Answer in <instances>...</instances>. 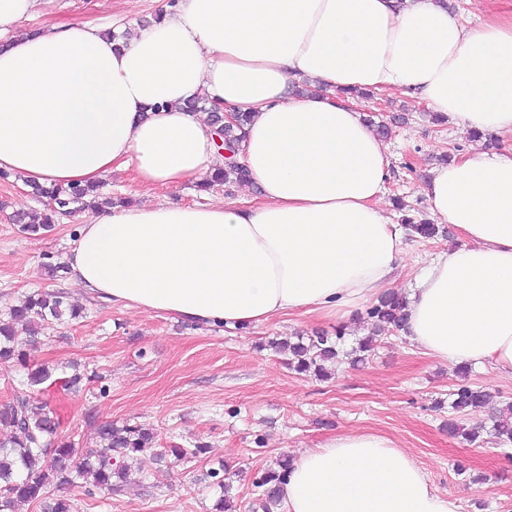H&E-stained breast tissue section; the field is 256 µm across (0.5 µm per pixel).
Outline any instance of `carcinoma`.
<instances>
[{"label": "carcinoma", "mask_w": 512, "mask_h": 512, "mask_svg": "<svg viewBox=\"0 0 512 512\" xmlns=\"http://www.w3.org/2000/svg\"><path fill=\"white\" fill-rule=\"evenodd\" d=\"M210 117L214 126H224V146L238 151L246 137L250 116L239 113L234 123L226 125L221 108L214 106L210 108ZM245 177V167L228 161L215 173L208 186L240 183ZM32 195L46 200L43 211L18 212L12 216L20 232L31 237L51 232L67 214L99 209L97 185H34ZM402 221L421 238L430 239L438 233L433 224L417 222L409 216ZM405 306L406 298L401 295L388 293L382 296L367 310L373 325L371 335L360 339L349 351L343 349L345 332L341 329L336 330L333 337L317 332L311 336H298L294 341L275 340L270 346L278 352L289 351L292 355L289 366L297 373L311 374L323 380L330 377L331 369L343 361L358 363L371 356L378 336L386 329L403 330ZM79 315L80 311L63 292L36 290L28 294L0 316V362L16 361L27 365L26 353L18 348L19 331L34 335L44 326L60 325ZM27 376L30 385H41L51 378L52 369L40 364L29 368ZM448 396L454 411L469 415L480 411L489 402V394L469 382L464 368L461 369V379L453 385ZM489 420L498 442L512 443V404L507 405V416L492 415ZM0 423L14 431L11 439L0 441V512H15L22 503H35L40 512H71L68 498L49 494L52 487L59 490L71 486L106 489L117 495L128 486L143 482L146 474L139 468L132 469L131 463L154 450L155 435L151 429L140 425L117 427L110 422L97 426L99 447L77 448L73 442L57 436L58 422L54 411L50 408L39 410L25 396H18L0 407ZM485 428L486 425L481 423L467 429L457 420L448 419V435L469 443L477 441ZM289 465V457L282 456L253 478L255 506L262 512H274L279 508V486ZM209 477L221 492L215 512H236V506L230 501V483L216 471L210 472Z\"/></svg>", "instance_id": "carcinoma-1"}]
</instances>
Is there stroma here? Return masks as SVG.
<instances>
[{
	"mask_svg": "<svg viewBox=\"0 0 512 512\" xmlns=\"http://www.w3.org/2000/svg\"><path fill=\"white\" fill-rule=\"evenodd\" d=\"M462 24L475 27L493 19H512V0H452ZM160 10L158 0H36L19 30L26 33L57 22L108 24L111 18L143 22ZM363 113L384 122L391 154V178L384 208L392 222L401 215L396 200L412 214L430 219L421 186L441 155L453 148L501 149L505 140L476 142L462 127L434 124L430 109L402 95L375 94L360 101ZM103 195L132 204L172 200L200 203L207 197L240 202L239 187L196 186L168 189L143 185L117 171L103 182ZM42 204L17 179L0 180V311L7 303L45 288L67 293L81 308L79 319L42 330L24 348L32 363L57 368L56 380L30 386L27 372L0 363V405L18 396L46 403L59 418L60 437L91 448L96 427L141 424L153 429L158 447L204 446L190 462L144 460L145 485L125 493H93L67 488L72 512H210L219 491L207 474H229L237 512H253L252 479L283 454L313 448L342 431H374L398 441L427 471L434 486L460 501V512H512V446L490 435L468 444L448 434V392L456 367L421 355L396 330L380 336L374 353L357 365H338L319 380L288 367V356L267 345L270 339L334 331L313 315L277 317L246 329L200 327L168 315L148 314L89 299L69 277L49 278L46 262H65L88 212L60 219L40 239L20 233L10 217ZM407 267L395 285L411 294L421 258L457 248L464 240L449 224L431 240L408 237ZM91 375L79 390H65L61 379L73 371Z\"/></svg>",
	"mask_w": 512,
	"mask_h": 512,
	"instance_id": "1",
	"label": "stroma"
}]
</instances>
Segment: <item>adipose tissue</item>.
Masks as SVG:
<instances>
[{
	"mask_svg": "<svg viewBox=\"0 0 512 512\" xmlns=\"http://www.w3.org/2000/svg\"><path fill=\"white\" fill-rule=\"evenodd\" d=\"M35 0H0V170L30 185L204 181L224 158L202 97L250 114L232 202L103 208L68 256L83 293L206 326L316 312L346 321L404 269L381 202L387 144L353 90L414 96L512 139V22L466 28L440 0H178L126 39L95 24L16 36ZM319 85L299 96L294 83ZM466 245L441 251L408 298L405 340L432 360L512 378V150L476 149L421 188ZM281 512H459L394 439L338 433L293 457Z\"/></svg>",
	"mask_w": 512,
	"mask_h": 512,
	"instance_id": "adipose-tissue-1",
	"label": "adipose tissue"
}]
</instances>
